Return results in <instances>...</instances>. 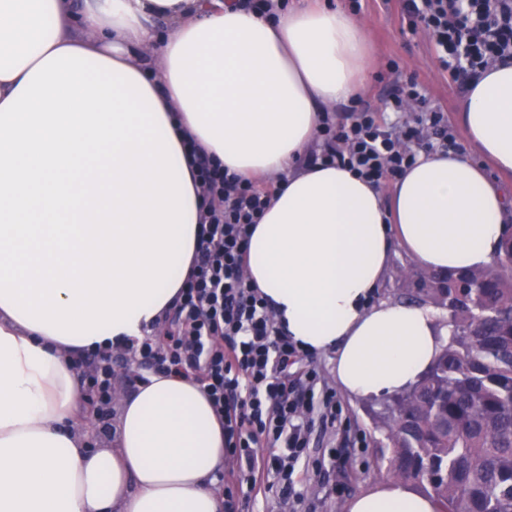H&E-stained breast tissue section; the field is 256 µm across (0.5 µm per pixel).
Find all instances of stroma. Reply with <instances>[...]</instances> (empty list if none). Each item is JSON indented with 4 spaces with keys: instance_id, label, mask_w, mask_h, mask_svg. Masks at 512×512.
Listing matches in <instances>:
<instances>
[{
    "instance_id": "35a3bbf8",
    "label": "stroma",
    "mask_w": 512,
    "mask_h": 512,
    "mask_svg": "<svg viewBox=\"0 0 512 512\" xmlns=\"http://www.w3.org/2000/svg\"><path fill=\"white\" fill-rule=\"evenodd\" d=\"M331 4L355 12L372 48L370 76L361 97L372 105L393 92L400 81L413 79L430 107L442 108L448 131L466 147L457 104L462 88L437 64L433 44L420 31H409L401 22L399 0H330ZM425 271L403 250L396 249L391 267L379 291L381 298L420 301ZM332 353L304 355L303 364L321 374L341 409V421L333 428L315 425L310 436L309 471L290 496L278 488L262 490L257 499L240 503L236 512H343L344 503L386 476L389 452L386 432L379 422L385 400H357L344 393L332 373Z\"/></svg>"
}]
</instances>
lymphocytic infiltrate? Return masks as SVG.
Segmentation results:
<instances>
[{"instance_id": "1", "label": "lymphocytic infiltrate", "mask_w": 512, "mask_h": 512, "mask_svg": "<svg viewBox=\"0 0 512 512\" xmlns=\"http://www.w3.org/2000/svg\"><path fill=\"white\" fill-rule=\"evenodd\" d=\"M411 27L432 38L442 70L461 84L489 64L512 59V0H401ZM421 94L407 83L382 108L356 100L344 118L325 115L311 163L341 165L383 188L431 149L424 129L454 145L443 111L419 107ZM402 116L385 125L380 111ZM198 179L216 208L207 211L200 242L165 335L147 337L132 348L150 371L192 378L206 389L224 427L225 455L232 464L224 484V509L255 499L269 474L289 495L296 467L307 455L315 422L335 424L340 411L331 394L316 397V369L295 372L300 349L277 328L266 301L242 276L250 238L273 192L231 173L205 155L195 157ZM82 385L100 405L112 399L113 370L104 352L73 360Z\"/></svg>"}]
</instances>
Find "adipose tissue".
<instances>
[{
  "mask_svg": "<svg viewBox=\"0 0 512 512\" xmlns=\"http://www.w3.org/2000/svg\"><path fill=\"white\" fill-rule=\"evenodd\" d=\"M97 31L83 37L80 27ZM360 22L313 0H0V512H224V431L199 382L148 374L86 447L71 359L127 350L175 304L208 208L195 142L277 189L245 276L349 395L401 392L450 337L439 310L377 300L395 248L423 269L488 268L512 202V60L459 103L480 161L420 153L390 195L303 157L361 90ZM345 512H436L388 477Z\"/></svg>",
  "mask_w": 512,
  "mask_h": 512,
  "instance_id": "adipose-tissue-1",
  "label": "adipose tissue"
}]
</instances>
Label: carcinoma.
I'll return each mask as SVG.
<instances>
[{
  "label": "carcinoma",
  "mask_w": 512,
  "mask_h": 512,
  "mask_svg": "<svg viewBox=\"0 0 512 512\" xmlns=\"http://www.w3.org/2000/svg\"><path fill=\"white\" fill-rule=\"evenodd\" d=\"M468 286L433 274L426 299L448 308L450 342L383 417L397 476L437 512H512V238Z\"/></svg>",
  "instance_id": "obj_1"
}]
</instances>
